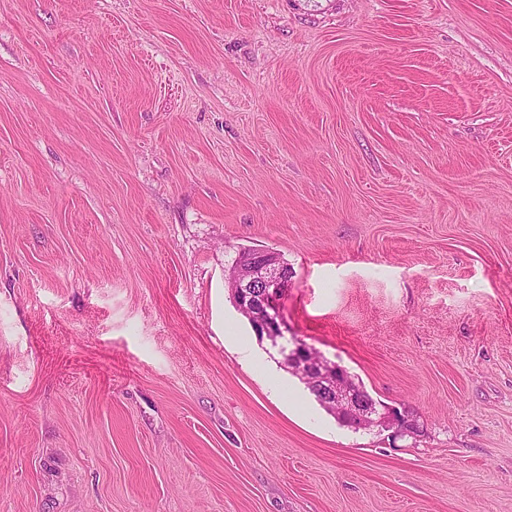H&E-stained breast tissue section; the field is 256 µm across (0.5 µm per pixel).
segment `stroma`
<instances>
[{"label":"stroma","mask_w":512,"mask_h":512,"mask_svg":"<svg viewBox=\"0 0 512 512\" xmlns=\"http://www.w3.org/2000/svg\"><path fill=\"white\" fill-rule=\"evenodd\" d=\"M0 512H512V0H0ZM287 269L272 251L257 250L238 257L228 273L237 305L251 321L257 336L265 337L274 346L286 337L281 328L278 299L291 278ZM283 356L286 367L299 376L311 388L319 403L331 408L335 416L344 418L361 429H392L396 438L411 433L408 424L413 422L405 417L404 412L383 405H380V412L376 402L370 398L359 381L355 382L349 375L353 384L360 389L343 382L344 369L327 361L323 356L315 355L306 343L296 341L295 346ZM337 417L341 425L354 428Z\"/></svg>","instance_id":"1"}]
</instances>
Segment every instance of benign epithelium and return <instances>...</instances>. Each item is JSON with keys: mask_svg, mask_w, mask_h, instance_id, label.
I'll list each match as a JSON object with an SVG mask.
<instances>
[{"mask_svg": "<svg viewBox=\"0 0 512 512\" xmlns=\"http://www.w3.org/2000/svg\"><path fill=\"white\" fill-rule=\"evenodd\" d=\"M290 278L285 264L269 250L238 257L228 273L237 305L251 321L257 336L270 340L274 346L284 339L278 299ZM284 363L335 416L361 429L391 430L396 437L411 432V420L405 413L393 407L377 408L364 391L343 382V368L314 354L306 343L295 342L284 354Z\"/></svg>", "mask_w": 512, "mask_h": 512, "instance_id": "benign-epithelium-1", "label": "benign epithelium"}]
</instances>
